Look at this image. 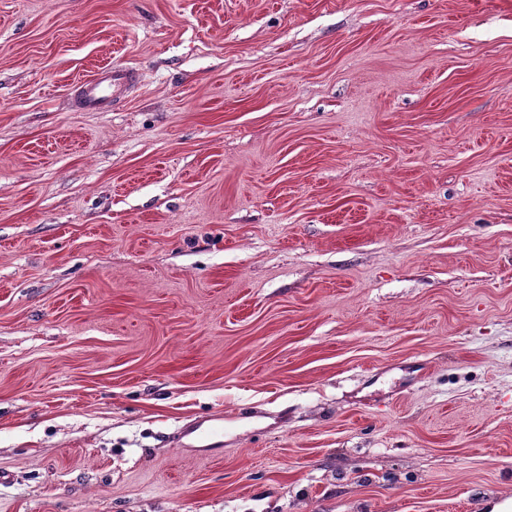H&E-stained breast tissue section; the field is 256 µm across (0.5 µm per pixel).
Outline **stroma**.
<instances>
[{
	"label": "stroma",
	"instance_id": "35a3bbf8",
	"mask_svg": "<svg viewBox=\"0 0 512 512\" xmlns=\"http://www.w3.org/2000/svg\"><path fill=\"white\" fill-rule=\"evenodd\" d=\"M490 500L512 0H0V512ZM131 71L120 67L103 69L76 85L74 105L82 111H102L133 82ZM189 423L180 430L177 445L179 448H220L224 445V422L217 419Z\"/></svg>",
	"mask_w": 512,
	"mask_h": 512
}]
</instances>
